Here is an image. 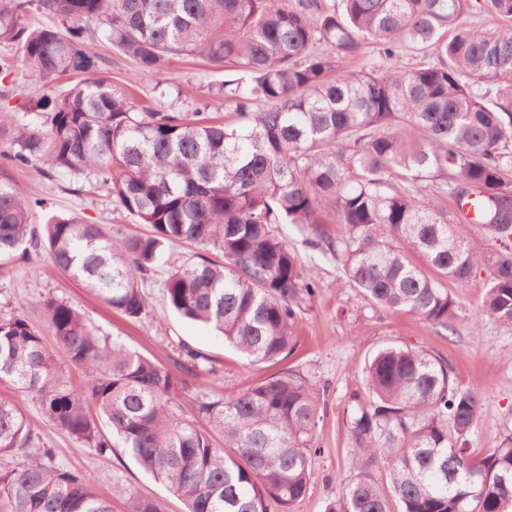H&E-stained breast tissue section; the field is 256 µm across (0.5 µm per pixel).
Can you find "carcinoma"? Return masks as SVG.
Here are the masks:
<instances>
[{
    "mask_svg": "<svg viewBox=\"0 0 512 512\" xmlns=\"http://www.w3.org/2000/svg\"><path fill=\"white\" fill-rule=\"evenodd\" d=\"M67 24H30V9ZM494 23L467 26L463 18ZM98 17L112 46L149 77L183 55L227 71L235 123L136 106L95 74L80 22ZM0 43L44 84L66 91L0 111L16 168L91 174L150 232L54 215L0 172V259L47 251L54 265L135 318L142 287L172 244L213 247L167 273L165 300L254 362L295 345L315 281L274 229L306 227L336 258L343 286L372 304L455 331L447 283H466L498 243L476 327H512V0H0ZM326 50L320 51L318 45ZM422 54L414 67L365 62ZM456 208H448V200ZM343 225L325 235L324 214ZM423 257L431 272L413 261ZM53 340L25 312L0 318V383L36 399L52 427L101 456L121 449L187 512H293L308 492L325 389L291 371L237 394L203 397L195 419L171 404L187 381L99 336L69 304H39ZM89 370L63 381L61 362ZM345 425L354 475L325 512H512V433L480 458L467 448L481 397L448 360L387 342L362 369ZM224 435L228 453L211 432ZM34 431L0 400V500L6 512H112L86 472L32 455ZM22 455L15 466L8 459Z\"/></svg>",
    "mask_w": 512,
    "mask_h": 512,
    "instance_id": "cac0c4a2",
    "label": "carcinoma"
}]
</instances>
